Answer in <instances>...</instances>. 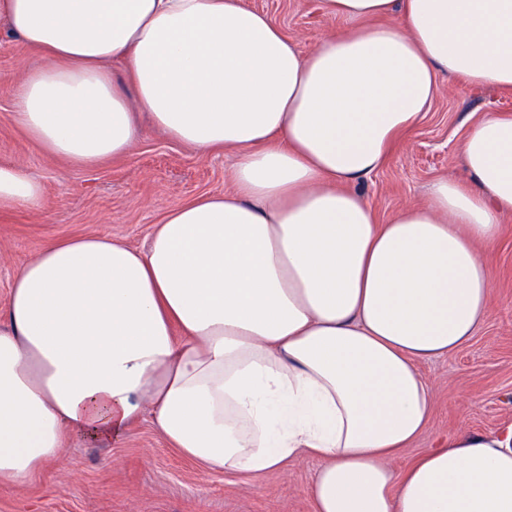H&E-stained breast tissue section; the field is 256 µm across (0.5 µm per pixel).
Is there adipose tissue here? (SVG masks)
Returning a JSON list of instances; mask_svg holds the SVG:
<instances>
[{
  "label": "adipose tissue",
  "instance_id": "1",
  "mask_svg": "<svg viewBox=\"0 0 512 512\" xmlns=\"http://www.w3.org/2000/svg\"><path fill=\"white\" fill-rule=\"evenodd\" d=\"M324 8L345 25L304 55L241 0H0L42 55L9 94L50 156L126 155L144 117L236 157L233 190L171 208L147 247L52 239L18 269L0 311V481L25 484L75 437L120 442L146 412L212 470L317 459L313 512H512V427L462 428L391 466L431 416L420 364L491 312L512 114L460 140L466 181L432 182L387 223L357 189L439 74L512 89V0ZM43 202L38 179L0 164V210Z\"/></svg>",
  "mask_w": 512,
  "mask_h": 512
}]
</instances>
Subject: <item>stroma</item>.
Masks as SVG:
<instances>
[{"instance_id":"obj_1","label":"stroma","mask_w":512,"mask_h":512,"mask_svg":"<svg viewBox=\"0 0 512 512\" xmlns=\"http://www.w3.org/2000/svg\"><path fill=\"white\" fill-rule=\"evenodd\" d=\"M243 2L269 15L305 55L343 25L325 12L323 0ZM40 63L0 21V84L20 82ZM439 86L430 111L359 187L379 223L425 203L434 180L462 178L457 142L485 113H512V91L444 75ZM12 112L11 98L0 94V164L39 178L44 204L38 211L0 213V307L19 267L47 239L99 235L142 248L170 208L233 188L232 153H203L147 126L125 157L76 167L49 156L15 125ZM501 224L500 239L486 255L495 272L492 313L464 348L421 365L433 401L431 419L393 461L394 469L405 468L459 428L497 431L512 423V215ZM316 466L301 456L260 478L210 470L171 448L145 415L120 443L72 440L64 457L27 485L0 484V512H312L307 486Z\"/></svg>"}]
</instances>
